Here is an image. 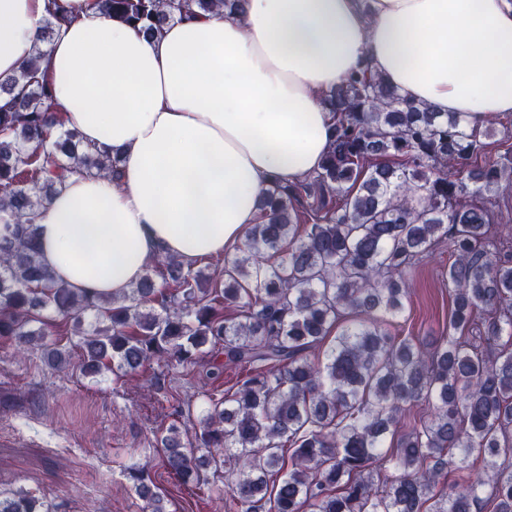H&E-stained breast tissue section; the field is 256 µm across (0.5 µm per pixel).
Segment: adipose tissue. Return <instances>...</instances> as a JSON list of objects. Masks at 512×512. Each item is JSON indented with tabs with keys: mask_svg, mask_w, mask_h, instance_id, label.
<instances>
[{
	"mask_svg": "<svg viewBox=\"0 0 512 512\" xmlns=\"http://www.w3.org/2000/svg\"><path fill=\"white\" fill-rule=\"evenodd\" d=\"M43 62L84 142L118 149L119 181L70 175L35 224L40 259L75 291L121 295L161 254L223 255L272 180L317 171L326 92L352 71L470 125L512 114V0H246L240 14L149 38L86 0ZM45 0H0V77L32 57Z\"/></svg>",
	"mask_w": 512,
	"mask_h": 512,
	"instance_id": "adipose-tissue-1",
	"label": "adipose tissue"
}]
</instances>
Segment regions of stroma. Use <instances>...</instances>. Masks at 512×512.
Listing matches in <instances>:
<instances>
[{"label":"stroma","instance_id":"1","mask_svg":"<svg viewBox=\"0 0 512 512\" xmlns=\"http://www.w3.org/2000/svg\"><path fill=\"white\" fill-rule=\"evenodd\" d=\"M451 255L441 243L415 265L413 288L394 329L401 336H437L448 326L450 298L445 271ZM214 348L194 363H150L145 374L114 379L84 375L79 359L57 371L40 347L24 353L0 342V489L22 488L50 512H148L127 476L135 463L147 465L164 497L166 512H224L223 472L200 474L183 485L163 466L159 428L174 422L178 403L193 412L241 378L226 368Z\"/></svg>","mask_w":512,"mask_h":512}]
</instances>
